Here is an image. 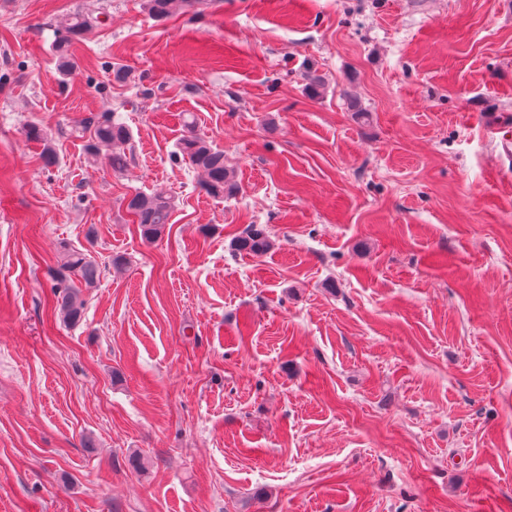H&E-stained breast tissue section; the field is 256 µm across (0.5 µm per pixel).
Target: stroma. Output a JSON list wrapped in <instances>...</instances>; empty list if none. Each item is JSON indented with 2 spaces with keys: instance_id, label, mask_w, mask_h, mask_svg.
<instances>
[{
  "instance_id": "stroma-1",
  "label": "stroma",
  "mask_w": 512,
  "mask_h": 512,
  "mask_svg": "<svg viewBox=\"0 0 512 512\" xmlns=\"http://www.w3.org/2000/svg\"><path fill=\"white\" fill-rule=\"evenodd\" d=\"M102 112L120 172L74 131ZM511 140L512 0H0V512H512ZM192 0H145L148 13L158 19H165L172 14L193 6ZM60 26L66 33L53 45V55L57 62L61 82L66 81L76 70V57L72 51L75 39H79L88 29L89 23L85 15L73 13L66 15ZM89 133L85 144V152L93 160H97L105 152L104 157L112 169L120 171L129 162L127 146L131 140L129 128L122 122L112 119L106 114H90L82 118L76 125V132ZM183 127L188 134L179 141V153L192 168L203 172L207 194L218 199L235 196L239 186L232 172L224 166V152L213 148L207 140L195 133L193 116L184 118ZM127 208L134 214L146 238L161 235L169 224L173 209L172 201L164 191L150 194L136 193L128 201ZM232 243L238 251H243L255 256L263 255L271 246L264 229L257 228L254 225H251L242 232L241 235L235 236ZM98 277V265L88 250H67L56 286L61 292L57 302L64 323L74 325L82 317L84 301L80 298L81 289L76 282L84 285V288H92Z\"/></svg>"
}]
</instances>
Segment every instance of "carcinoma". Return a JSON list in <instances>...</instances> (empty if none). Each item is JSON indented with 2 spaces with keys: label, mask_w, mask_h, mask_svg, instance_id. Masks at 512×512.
<instances>
[{
  "label": "carcinoma",
  "mask_w": 512,
  "mask_h": 512,
  "mask_svg": "<svg viewBox=\"0 0 512 512\" xmlns=\"http://www.w3.org/2000/svg\"><path fill=\"white\" fill-rule=\"evenodd\" d=\"M191 6L193 0H145L148 13L158 20ZM60 26L65 36L53 45V55L61 81L64 82L76 70V57L72 51L74 40L89 29V23L85 15L73 13L65 16L60 21ZM183 127L187 135L179 141V153L192 168L203 172L204 189L207 194L218 199L235 196L239 186L232 172L224 166V152L213 148L207 140L195 133L193 116L184 118ZM76 131L89 134L85 152L90 158L96 160L103 156L112 169L120 171L126 168L129 162L126 150L131 140V132L124 123L106 114H91L78 122ZM27 136L43 142L41 159L44 167L57 164L56 149L45 141L41 128L36 125L30 126ZM127 208L140 224L143 235L155 238L169 223L173 205L170 196L165 192L154 191L150 194H134L129 199ZM232 243L237 250L255 256L263 255L270 248V240L264 229L254 225L234 237ZM98 277V265L88 251L72 248L67 250L57 279V287L60 288L58 311L63 322L74 325L80 321L84 307V301L80 298L81 287H93Z\"/></svg>",
  "instance_id": "carcinoma-1"
}]
</instances>
